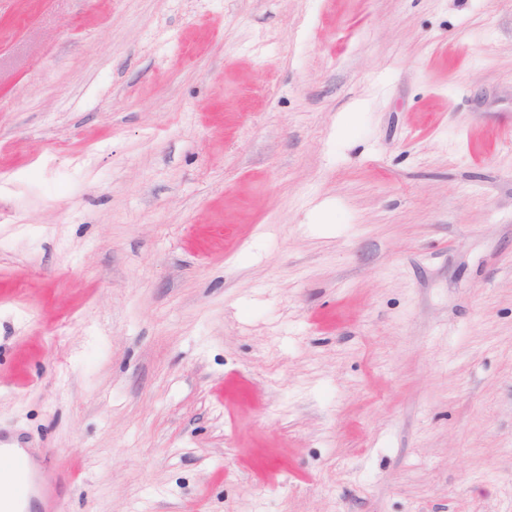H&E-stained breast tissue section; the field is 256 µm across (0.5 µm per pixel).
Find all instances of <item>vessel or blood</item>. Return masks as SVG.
<instances>
[{
    "label": "vessel or blood",
    "mask_w": 512,
    "mask_h": 512,
    "mask_svg": "<svg viewBox=\"0 0 512 512\" xmlns=\"http://www.w3.org/2000/svg\"><path fill=\"white\" fill-rule=\"evenodd\" d=\"M15 445V440L0 433V447L12 451L7 467L0 470V512H32L37 505L43 512H65L62 501L42 499L40 476Z\"/></svg>",
    "instance_id": "b4317fda"
}]
</instances>
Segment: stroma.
<instances>
[{"label": "stroma", "mask_w": 512, "mask_h": 512, "mask_svg": "<svg viewBox=\"0 0 512 512\" xmlns=\"http://www.w3.org/2000/svg\"><path fill=\"white\" fill-rule=\"evenodd\" d=\"M0 430L67 512H512V0H0Z\"/></svg>", "instance_id": "35a3bbf8"}]
</instances>
